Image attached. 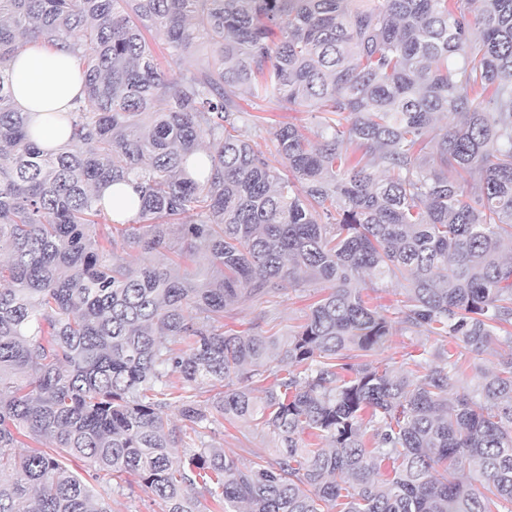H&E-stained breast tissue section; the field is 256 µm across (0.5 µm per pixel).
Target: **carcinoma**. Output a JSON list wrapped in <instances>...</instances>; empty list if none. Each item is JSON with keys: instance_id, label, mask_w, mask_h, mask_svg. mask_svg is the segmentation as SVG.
<instances>
[{"instance_id": "obj_1", "label": "carcinoma", "mask_w": 512, "mask_h": 512, "mask_svg": "<svg viewBox=\"0 0 512 512\" xmlns=\"http://www.w3.org/2000/svg\"><path fill=\"white\" fill-rule=\"evenodd\" d=\"M32 40L82 63L59 152L13 103ZM260 102L319 121L269 157ZM130 177L136 215L100 222L95 186ZM509 242L512 0H0V512H112L128 476L162 512H512ZM314 282L294 333L224 329ZM407 332L453 347L361 361ZM226 422L273 457L239 466ZM212 438L216 446L223 447L227 455L238 459L241 464L249 465L259 461L257 455L267 457L271 453L269 437L253 424L230 425L226 422L217 428Z\"/></svg>"}]
</instances>
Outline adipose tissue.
<instances>
[{
  "label": "adipose tissue",
  "mask_w": 512,
  "mask_h": 512,
  "mask_svg": "<svg viewBox=\"0 0 512 512\" xmlns=\"http://www.w3.org/2000/svg\"><path fill=\"white\" fill-rule=\"evenodd\" d=\"M10 67L14 103L19 111L28 113L38 143L46 150L64 148L70 129L58 116L74 110L84 98V80L74 57L38 40L28 43ZM95 194L99 206L113 219L127 220L137 211L131 183H106Z\"/></svg>",
  "instance_id": "obj_1"
}]
</instances>
